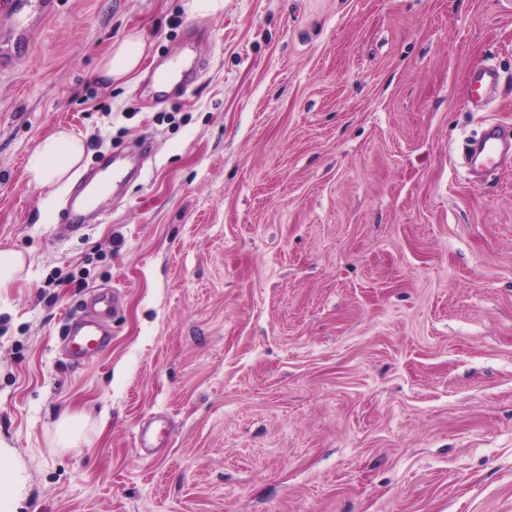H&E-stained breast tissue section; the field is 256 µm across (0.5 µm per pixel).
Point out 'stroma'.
<instances>
[{"mask_svg":"<svg viewBox=\"0 0 512 512\" xmlns=\"http://www.w3.org/2000/svg\"><path fill=\"white\" fill-rule=\"evenodd\" d=\"M186 2L60 0L0 72L17 512H512V167L457 163L512 128V0ZM134 29L147 65L99 82ZM193 29L203 70L151 104L150 63ZM60 129L124 173L70 235V188L24 172ZM96 293L111 341L70 364L64 318ZM146 426L167 433L148 451ZM499 81L500 74L497 69L491 66H480L472 72L468 80L466 96L472 103L478 105L484 101L489 89ZM26 258L20 251L11 248L0 249V290L10 288L24 270Z\"/></svg>","mask_w":512,"mask_h":512,"instance_id":"obj_1","label":"stroma"}]
</instances>
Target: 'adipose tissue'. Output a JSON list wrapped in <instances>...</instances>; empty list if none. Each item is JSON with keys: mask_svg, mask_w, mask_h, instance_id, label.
I'll use <instances>...</instances> for the list:
<instances>
[{"mask_svg": "<svg viewBox=\"0 0 512 512\" xmlns=\"http://www.w3.org/2000/svg\"><path fill=\"white\" fill-rule=\"evenodd\" d=\"M147 51L148 44L140 34H128L103 58L100 72L110 81L134 80ZM85 153L84 139L65 130L40 139L26 158L29 185L37 189L66 187L81 171Z\"/></svg>", "mask_w": 512, "mask_h": 512, "instance_id": "ef3b65f1", "label": "adipose tissue"}]
</instances>
